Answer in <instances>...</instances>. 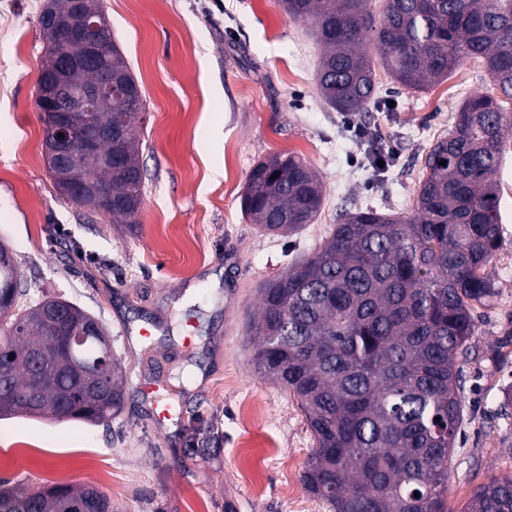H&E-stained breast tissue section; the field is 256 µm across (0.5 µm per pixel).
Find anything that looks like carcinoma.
I'll return each mask as SVG.
<instances>
[{
    "label": "carcinoma",
    "instance_id": "1",
    "mask_svg": "<svg viewBox=\"0 0 512 512\" xmlns=\"http://www.w3.org/2000/svg\"><path fill=\"white\" fill-rule=\"evenodd\" d=\"M368 3L281 0L290 18L314 25L317 86L336 111L366 112L377 103L374 55L412 90L482 58L497 94L468 99L454 130L432 145L411 212H346L316 253L260 289L254 362L303 410L316 441L304 485L333 512H445L465 419L456 363L470 354L472 309L495 293L484 269L501 246L494 174L504 134L512 132V0H387L377 23ZM73 17V0H47L39 12L46 53L38 83L51 56L76 54L63 36ZM103 41L99 64L75 63L68 79L90 85L102 70L112 72V97L99 101L90 120L103 130L121 127L118 146L107 137L98 143L117 160L91 169L75 150L48 171L55 183L63 173L89 175L112 194V223L136 224L142 95L112 32ZM323 198L303 158L277 153L252 168L241 207L253 223L282 234L312 223ZM2 301L13 313L0 320V417L59 421L58 408L68 404L73 420H111L121 408L123 375L99 339L73 359L49 356L89 312L71 304V318L47 334L43 314L53 300H31L10 259H0ZM2 497L19 501L22 512H112V496L89 484L30 489L1 479ZM467 512H512V476L480 486Z\"/></svg>",
    "mask_w": 512,
    "mask_h": 512
}]
</instances>
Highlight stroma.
Returning <instances> with one entry per match:
<instances>
[{"label": "stroma", "instance_id": "35a3bbf8", "mask_svg": "<svg viewBox=\"0 0 512 512\" xmlns=\"http://www.w3.org/2000/svg\"><path fill=\"white\" fill-rule=\"evenodd\" d=\"M45 0H0V241L32 299L61 297L99 318L124 379L111 422L0 419V479L95 484L120 512H332L302 483L314 435L295 398L254 365L259 290L312 255L347 210L410 211L425 156L464 101L490 92L482 59L425 89L377 70L361 113L393 158L384 171L316 84L313 26L280 0H104L112 37L143 95L138 222L63 199L44 158L35 103ZM301 155L324 185L314 222L270 235L241 194L253 166ZM473 312L465 421L447 512L512 475V213Z\"/></svg>", "mask_w": 512, "mask_h": 512}]
</instances>
